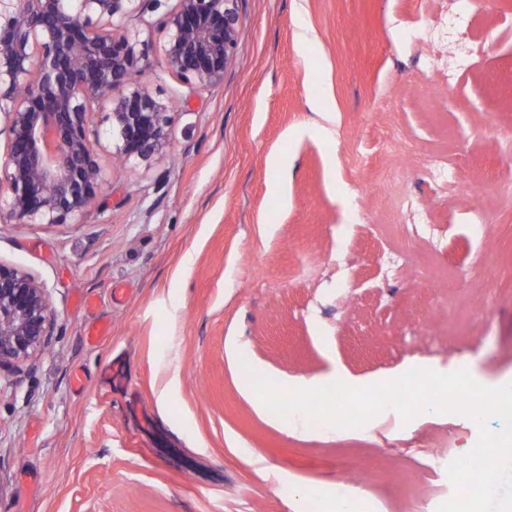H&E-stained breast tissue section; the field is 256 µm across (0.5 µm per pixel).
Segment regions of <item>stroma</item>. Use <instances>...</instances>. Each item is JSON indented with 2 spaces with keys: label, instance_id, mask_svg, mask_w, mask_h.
<instances>
[{
  "label": "stroma",
  "instance_id": "obj_1",
  "mask_svg": "<svg viewBox=\"0 0 512 512\" xmlns=\"http://www.w3.org/2000/svg\"><path fill=\"white\" fill-rule=\"evenodd\" d=\"M452 9L472 43L453 77L423 38ZM238 12L222 85L182 83L156 48L128 76L174 99L169 155L100 152L112 176L80 223H0V264L52 312L0 373V512H302L315 490L322 512H436L475 421L307 426L258 411L238 368L286 390L512 382V0Z\"/></svg>",
  "mask_w": 512,
  "mask_h": 512
}]
</instances>
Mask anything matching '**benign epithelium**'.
<instances>
[{"label": "benign epithelium", "instance_id": "benign-epithelium-1", "mask_svg": "<svg viewBox=\"0 0 512 512\" xmlns=\"http://www.w3.org/2000/svg\"><path fill=\"white\" fill-rule=\"evenodd\" d=\"M159 0H0V221L78 224L98 206L105 175L92 115L112 156L147 163L170 149L173 101L127 82L147 60ZM162 55L183 83H224L242 36L237 0H175L163 16ZM44 286L0 264V369L44 344Z\"/></svg>", "mask_w": 512, "mask_h": 512}]
</instances>
